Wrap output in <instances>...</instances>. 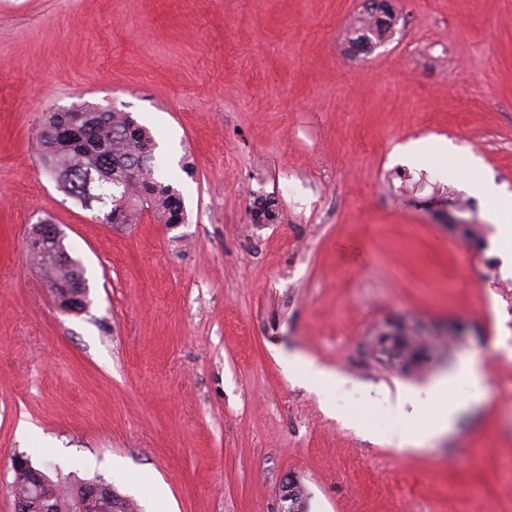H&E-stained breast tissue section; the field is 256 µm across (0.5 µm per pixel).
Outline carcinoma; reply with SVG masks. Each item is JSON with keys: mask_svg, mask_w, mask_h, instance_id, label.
<instances>
[{"mask_svg": "<svg viewBox=\"0 0 512 512\" xmlns=\"http://www.w3.org/2000/svg\"><path fill=\"white\" fill-rule=\"evenodd\" d=\"M392 23L370 18L361 27L359 42L367 50L387 37ZM40 157L60 169L65 193L87 209L100 203L112 191V171L139 161L141 180L152 194L145 196L133 181L121 188L124 223L135 224L146 208L162 224L186 223L184 202L179 191L163 179L155 164V139L150 130L128 112H101L92 104H82L76 112L48 111L37 132ZM30 257L53 287H86L85 271L77 260L60 265L63 246L48 232L29 240Z\"/></svg>", "mask_w": 512, "mask_h": 512, "instance_id": "1", "label": "carcinoma"}]
</instances>
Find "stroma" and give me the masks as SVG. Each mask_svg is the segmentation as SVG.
<instances>
[{"label":"stroma","mask_w":512,"mask_h":512,"mask_svg":"<svg viewBox=\"0 0 512 512\" xmlns=\"http://www.w3.org/2000/svg\"><path fill=\"white\" fill-rule=\"evenodd\" d=\"M392 6L364 51L362 0H0V512L22 453L143 510L281 512L294 477L307 512H512V270L491 199L461 188L512 193V0ZM84 103L153 132L185 223H103L45 173L43 114ZM440 138L479 168L437 178ZM452 192L475 236L449 229ZM45 220L85 269L83 312L30 263ZM472 353L485 398L397 447L379 417L426 429L431 382ZM295 354L335 383L286 377ZM392 27V23L384 21L382 23L375 22L373 18L368 17L359 30L363 33L359 35V42L364 50L370 49L377 42L387 37Z\"/></svg>","instance_id":"1"}]
</instances>
